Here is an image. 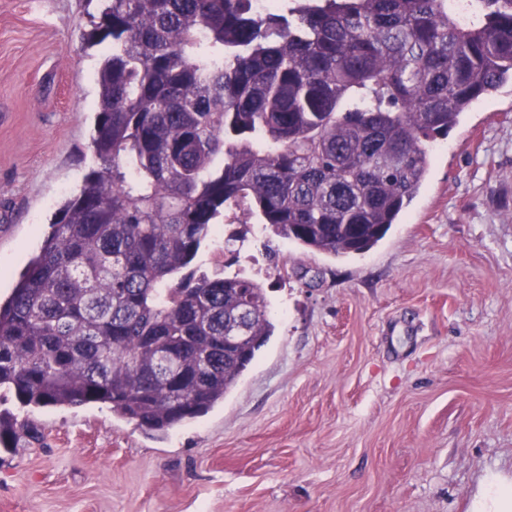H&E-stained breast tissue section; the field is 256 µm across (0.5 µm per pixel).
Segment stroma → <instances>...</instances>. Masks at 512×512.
<instances>
[{
	"label": "stroma",
	"mask_w": 512,
	"mask_h": 512,
	"mask_svg": "<svg viewBox=\"0 0 512 512\" xmlns=\"http://www.w3.org/2000/svg\"><path fill=\"white\" fill-rule=\"evenodd\" d=\"M96 0H0V295L91 165ZM243 232L245 241L228 244ZM266 288L274 332L206 415L168 434L104 405L26 415L0 512H469L512 479V87L432 144L425 186L369 251L258 220L191 266Z\"/></svg>",
	"instance_id": "obj_1"
}]
</instances>
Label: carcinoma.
Here are the masks:
<instances>
[{
	"mask_svg": "<svg viewBox=\"0 0 512 512\" xmlns=\"http://www.w3.org/2000/svg\"><path fill=\"white\" fill-rule=\"evenodd\" d=\"M101 0L109 44L79 191L0 299V405H106L158 434L209 412L273 332L252 278L182 271L228 213L362 254L430 145L512 83V0ZM250 306L245 339L224 326ZM29 428L0 411V440Z\"/></svg>",
	"mask_w": 512,
	"mask_h": 512,
	"instance_id": "obj_1",
	"label": "carcinoma"
}]
</instances>
